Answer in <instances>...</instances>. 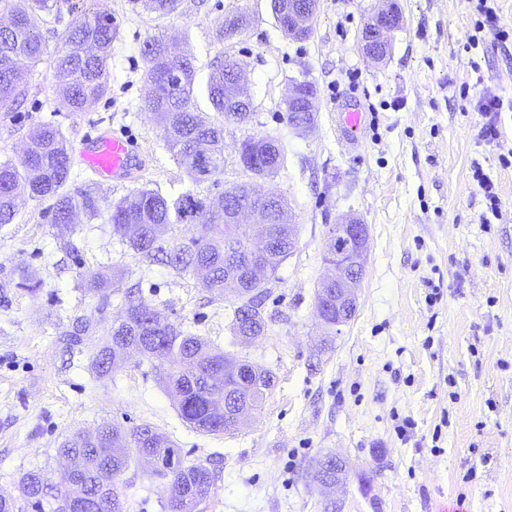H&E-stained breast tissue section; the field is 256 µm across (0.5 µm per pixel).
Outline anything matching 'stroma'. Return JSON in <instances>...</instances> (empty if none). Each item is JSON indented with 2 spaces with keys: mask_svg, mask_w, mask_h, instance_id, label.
Returning <instances> with one entry per match:
<instances>
[{
  "mask_svg": "<svg viewBox=\"0 0 512 512\" xmlns=\"http://www.w3.org/2000/svg\"><path fill=\"white\" fill-rule=\"evenodd\" d=\"M105 2L118 28L111 92L67 111L43 57L20 106L0 112V162L18 161L42 123L74 145L112 128L137 143L142 171L105 182L76 163L68 188L105 205L144 186L217 198L251 179L240 142L269 136L286 160L265 186L289 204L298 242L267 284L264 335L246 343L231 331L232 304L212 299L195 275L145 265L103 217L58 237L48 201L21 198L0 226V494L17 495L29 471L61 483L58 449L78 432L149 423L185 463L213 474L200 512H438L461 495L466 512H512V165L500 161L512 150V40L468 48L472 0H394L402 22L375 62L361 36L385 0H318L303 41L283 36L272 0H181L164 17L142 0ZM236 14L245 31L223 34ZM155 36L182 41L199 81L228 59L244 69L255 111L225 126L216 179L192 184L142 109L140 48ZM301 81L316 90L308 130L287 116L288 90ZM486 91L504 102L497 148L479 140L481 115L463 109ZM351 109L363 114L354 148L340 134ZM477 167L501 199L499 217L476 187ZM346 216L367 224L369 253L356 314L329 335L314 301L328 275V228ZM105 267L120 270V282L90 295L85 273ZM23 273L39 281L36 295L15 288ZM132 286L170 323L273 373V390L237 431L209 435L183 422L158 361L133 354L104 379L92 373ZM78 318L90 329L66 346ZM328 454L349 473L323 491L313 473ZM123 479L126 512H164L162 481L134 464Z\"/></svg>",
  "mask_w": 512,
  "mask_h": 512,
  "instance_id": "35a3bbf8",
  "label": "stroma"
}]
</instances>
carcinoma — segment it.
<instances>
[{
	"mask_svg": "<svg viewBox=\"0 0 512 512\" xmlns=\"http://www.w3.org/2000/svg\"><path fill=\"white\" fill-rule=\"evenodd\" d=\"M13 0H0V13L11 14L12 24L0 30V112H10L24 100L27 77L47 54L43 30L48 17L60 18V11L49 0H27L18 10ZM180 0H144L150 11L167 16ZM117 29L112 14L98 4L92 13L80 12L61 34L51 54L61 105L69 112H82L107 95L111 89L112 41ZM141 54L149 91L143 109L162 128L166 146L184 168L192 183L211 180L224 170V123L244 124L251 113L240 110L236 89L230 84L238 63L228 60L212 69L205 83L207 99L221 117L219 123L199 120L197 71L193 59L173 44L158 38L144 42ZM255 148L261 165L250 168L255 182L226 192L232 198H253L250 212L285 217L281 198L266 201L258 182L276 174L283 164L284 151L278 141L265 136H249L239 144ZM72 149L61 129L51 124L34 127L17 163H0V225L14 220L17 194L22 191L33 200L51 198L52 223L59 234L71 230L74 217L82 213L92 221L101 217L99 198L88 190L61 191L70 175ZM112 232L128 243L137 255L151 261L162 258L175 272L209 268L202 280L216 300L239 301L263 285L248 278L237 264L224 262L230 247L245 248L249 225L224 223V201L214 203L192 191L168 198L154 189H138L107 206ZM177 224L189 225L190 235L172 236ZM288 257V238L269 250L264 258L270 272L277 271ZM119 275L92 272L86 277L87 291L93 295L108 287ZM126 307L112 326V345L94 356L92 368L97 377L112 373L128 351L168 365L167 388L178 404L181 419L192 428L209 434L224 432V352L203 338L185 333L168 323L159 312L134 293L125 294ZM248 300L234 306L232 332L236 336H259L266 323ZM273 375L265 370L254 378L248 400L252 410L261 408ZM59 455L70 461L73 476L82 484L83 497L66 510L59 504L69 500V489H61L38 471L24 474L18 483L19 499L0 496V512H124L120 477L135 460L148 464L154 459L179 458L174 445L154 425L143 423L131 430L103 425L92 438L78 435L66 440ZM153 473L166 481V512L184 499L203 502L211 494L214 479L202 465L179 463V467Z\"/></svg>",
	"mask_w": 512,
	"mask_h": 512,
	"instance_id": "cac0c4a2",
	"label": "carcinoma"
}]
</instances>
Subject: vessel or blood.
<instances>
[{"label": "vessel or blood", "instance_id": "b4317fda", "mask_svg": "<svg viewBox=\"0 0 512 512\" xmlns=\"http://www.w3.org/2000/svg\"><path fill=\"white\" fill-rule=\"evenodd\" d=\"M76 152L81 164L105 181L124 180L141 170L137 145L120 131L97 130L81 140Z\"/></svg>", "mask_w": 512, "mask_h": 512}]
</instances>
